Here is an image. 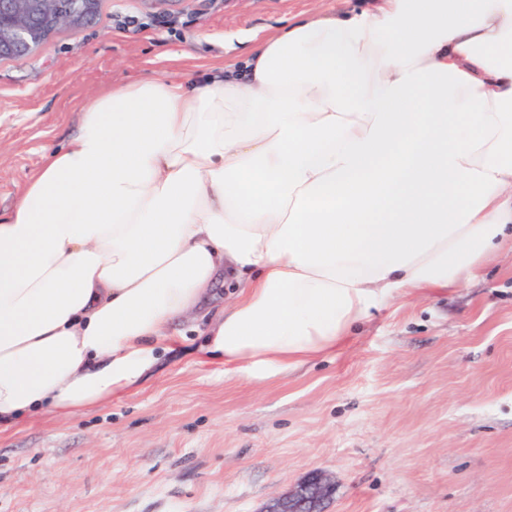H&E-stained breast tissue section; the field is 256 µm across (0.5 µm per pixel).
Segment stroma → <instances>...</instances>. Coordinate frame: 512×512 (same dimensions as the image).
<instances>
[{
    "label": "stroma",
    "mask_w": 512,
    "mask_h": 512,
    "mask_svg": "<svg viewBox=\"0 0 512 512\" xmlns=\"http://www.w3.org/2000/svg\"><path fill=\"white\" fill-rule=\"evenodd\" d=\"M315 0H101L80 31L0 60V213L101 88L184 78ZM198 336L131 393L0 431V512H263L313 476L324 512H512V252L373 312L346 347L261 384Z\"/></svg>",
    "instance_id": "stroma-1"
}]
</instances>
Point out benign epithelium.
Wrapping results in <instances>:
<instances>
[{"label":"benign epithelium","mask_w":512,"mask_h":512,"mask_svg":"<svg viewBox=\"0 0 512 512\" xmlns=\"http://www.w3.org/2000/svg\"><path fill=\"white\" fill-rule=\"evenodd\" d=\"M39 16L75 32L85 24L82 12L67 6V0H0V58L33 51L40 41L35 25ZM332 492V484L314 476L294 492L272 499L263 512H323L322 504Z\"/></svg>","instance_id":"1"}]
</instances>
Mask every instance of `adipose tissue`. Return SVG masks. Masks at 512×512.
<instances>
[{"label":"adipose tissue","mask_w":512,"mask_h":512,"mask_svg":"<svg viewBox=\"0 0 512 512\" xmlns=\"http://www.w3.org/2000/svg\"><path fill=\"white\" fill-rule=\"evenodd\" d=\"M0 215V425L201 359L262 383L512 243V0L317 5L243 60L86 97ZM228 307L203 302L217 282Z\"/></svg>","instance_id":"1"}]
</instances>
